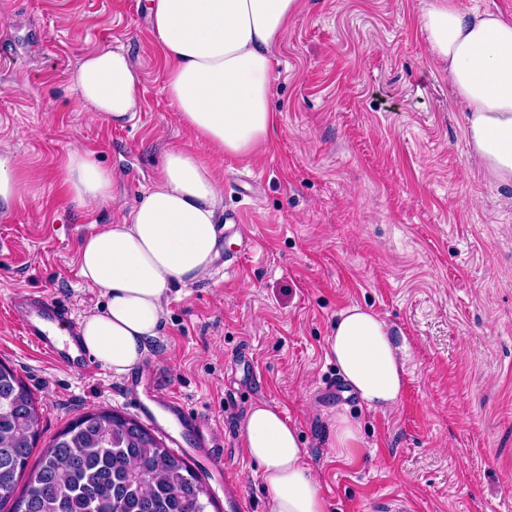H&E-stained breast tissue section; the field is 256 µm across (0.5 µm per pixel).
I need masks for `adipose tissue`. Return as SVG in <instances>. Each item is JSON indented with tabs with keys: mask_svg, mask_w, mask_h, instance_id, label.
Listing matches in <instances>:
<instances>
[{
	"mask_svg": "<svg viewBox=\"0 0 512 512\" xmlns=\"http://www.w3.org/2000/svg\"><path fill=\"white\" fill-rule=\"evenodd\" d=\"M301 0H149L153 34L167 63L164 92L192 147H170L158 179L120 223L84 238L78 274L104 300L79 323L80 343L114 374L145 359L166 317L173 286L202 281L220 255L219 176L210 156L246 159L277 133L271 107L275 50ZM433 57L463 102L465 133L487 173L512 183V21L431 0L420 19ZM74 103L122 122L140 106L141 75L124 49H96L71 73ZM61 172L71 199L90 208L112 198L115 178L75 149ZM42 191L14 156L0 153V218ZM343 381L372 409L397 404L409 348L375 312L344 310L327 338ZM248 455L263 467L268 512H326L295 426L255 404L240 422Z\"/></svg>",
	"mask_w": 512,
	"mask_h": 512,
	"instance_id": "obj_1",
	"label": "adipose tissue"
}]
</instances>
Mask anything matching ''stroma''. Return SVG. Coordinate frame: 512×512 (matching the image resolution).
Segmentation results:
<instances>
[{"mask_svg": "<svg viewBox=\"0 0 512 512\" xmlns=\"http://www.w3.org/2000/svg\"><path fill=\"white\" fill-rule=\"evenodd\" d=\"M146 2L0 0V153L43 184L0 219V361L46 408L42 449L90 409L133 413L123 377L46 359L10 304L41 291L76 322L101 307L78 275L81 240L140 201L168 146L195 143L163 93ZM429 2L302 0L276 51L277 136L250 160H215L218 215L238 226L210 276L173 290L142 389L209 422L248 512H267L239 429L260 402L296 426L327 512H512V184L467 145L464 107L419 28ZM104 46L143 77L140 109L120 125L72 107L76 61ZM74 148L113 169L111 201L71 202L59 167ZM353 305L410 348L393 408L349 394L325 355ZM339 411L361 423L345 462L328 438Z\"/></svg>", "mask_w": 512, "mask_h": 512, "instance_id": "35a3bbf8", "label": "stroma"}]
</instances>
